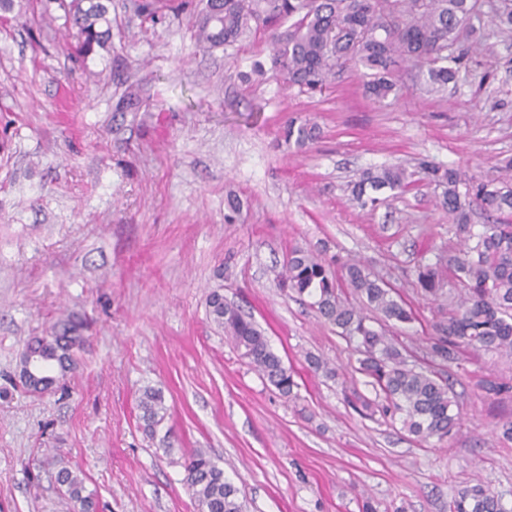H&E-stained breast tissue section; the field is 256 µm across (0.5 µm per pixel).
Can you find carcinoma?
Returning <instances> with one entry per match:
<instances>
[{
  "instance_id": "carcinoma-1",
  "label": "carcinoma",
  "mask_w": 512,
  "mask_h": 512,
  "mask_svg": "<svg viewBox=\"0 0 512 512\" xmlns=\"http://www.w3.org/2000/svg\"><path fill=\"white\" fill-rule=\"evenodd\" d=\"M112 0H0V20L27 13L47 19L51 8L62 12L66 47L73 59L86 63L112 39ZM134 12L156 21L167 12L194 18L196 42L206 50L236 44L252 28L271 32L270 68L292 85L321 88L341 69L366 70L367 92L377 100L398 92L393 72L400 62L427 67L426 91L439 93L459 78L460 58L446 65L448 49L459 36L473 30L469 18L474 0H132ZM495 19L500 28L512 30V0H500ZM144 103L143 90L130 84L115 104L116 112H136ZM281 137L303 149L320 137L317 125L286 122ZM420 168L443 187L439 200L455 224L462 241L459 253L448 263L437 261L418 267L415 288L426 297L444 295L445 279L456 281V294L448 297V312L433 325L428 337L432 355L443 362L457 360L459 349L471 347L486 353H512V187L504 189L478 183L461 194L466 176L454 169L421 161ZM411 174L404 168H379L362 173L352 186L360 200L368 191H408ZM484 209L501 215L499 222L473 231L468 223V195ZM283 286L312 299V306L339 334L354 345L359 355L357 371L369 378L375 399H359L371 412L400 416L411 435L439 441L456 424L452 413L454 393L448 380L434 372L408 364L397 339L387 335L390 323L416 321L413 309L395 299L394 288L371 275L357 262L341 272L321 255L294 247L288 252L280 275ZM350 288L367 307L381 315L376 328L363 308L342 296ZM213 321L224 329L242 356L281 394L290 395L295 382L281 358L269 346L255 321L224 302L213 292L208 300ZM82 338L73 328L54 330L32 338L25 350L51 360L52 375L42 380L46 389L64 377L74 365V351ZM138 407L147 426L161 421L160 392L147 389ZM186 483L200 512H242L239 490L224 478V470L209 453L197 448L185 460ZM56 483L80 512H95L92 494L71 469L60 467ZM452 512H512L502 497L480 485L465 487L452 501Z\"/></svg>"
}]
</instances>
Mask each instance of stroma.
<instances>
[{
    "instance_id": "1",
    "label": "stroma",
    "mask_w": 512,
    "mask_h": 512,
    "mask_svg": "<svg viewBox=\"0 0 512 512\" xmlns=\"http://www.w3.org/2000/svg\"><path fill=\"white\" fill-rule=\"evenodd\" d=\"M112 0V41L87 68L60 31L32 47L24 19L0 26V512H75L53 465L76 471L97 512H199L183 463L206 449L239 490L245 512H449L461 488L488 487L512 506V355L461 348L432 358L441 304L414 286L419 265L455 254L458 240L419 180L361 205L351 185L367 169L420 161L502 184L512 159V32L477 0L479 48L457 84L426 93L404 68L398 96L368 97L363 77L337 73L303 91L281 73L255 75L263 30L203 51L194 21L151 24ZM139 84L140 111L114 106ZM320 126L297 151L288 120ZM242 206L225 221L226 197ZM360 260L394 287L415 322L393 327L409 361L455 383L459 423L444 441L408 435L400 420L357 412L374 398L334 326L281 287L289 248ZM251 314L293 375L281 395L209 314L207 299ZM74 323L83 344L63 387L21 382L26 342ZM315 355L337 370L326 377ZM508 384L486 393L484 380ZM161 392L154 431L139 419L146 389Z\"/></svg>"
}]
</instances>
